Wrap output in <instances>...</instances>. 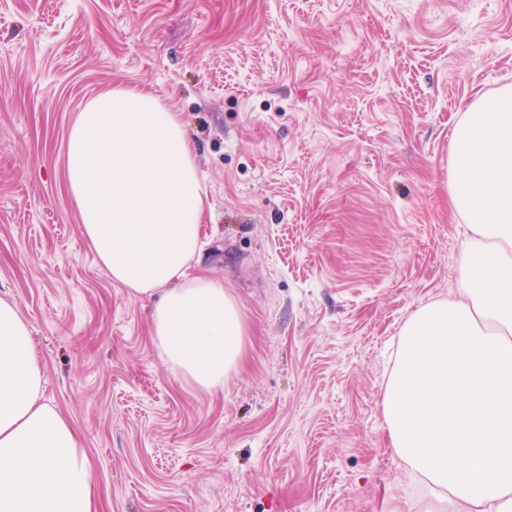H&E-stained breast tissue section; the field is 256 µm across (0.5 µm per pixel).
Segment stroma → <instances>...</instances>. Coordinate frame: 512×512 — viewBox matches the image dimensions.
Wrapping results in <instances>:
<instances>
[{
	"label": "stroma",
	"mask_w": 512,
	"mask_h": 512,
	"mask_svg": "<svg viewBox=\"0 0 512 512\" xmlns=\"http://www.w3.org/2000/svg\"><path fill=\"white\" fill-rule=\"evenodd\" d=\"M148 86L208 206L190 272L248 336L214 392L171 371L66 189L88 100ZM512 88V0H0V299L76 429L100 512H386L420 491L383 399L400 331L458 287L468 107Z\"/></svg>",
	"instance_id": "35a3bbf8"
}]
</instances>
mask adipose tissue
Returning a JSON list of instances; mask_svg holds the SVG:
<instances>
[{
	"label": "adipose tissue",
	"instance_id": "1",
	"mask_svg": "<svg viewBox=\"0 0 512 512\" xmlns=\"http://www.w3.org/2000/svg\"><path fill=\"white\" fill-rule=\"evenodd\" d=\"M452 206L466 223L454 298L405 322L384 395L392 451L423 512H512V90L475 101L453 133ZM82 233L113 280L155 298L172 372L223 389L245 323L223 281L189 275L204 189L179 113L151 90L91 99L65 154ZM31 331L0 300V512H99L76 430L42 401Z\"/></svg>",
	"mask_w": 512,
	"mask_h": 512
}]
</instances>
